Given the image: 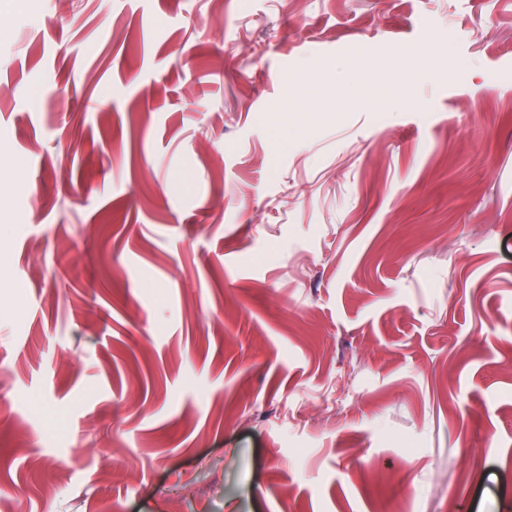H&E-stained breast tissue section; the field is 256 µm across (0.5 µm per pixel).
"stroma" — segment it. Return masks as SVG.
I'll return each instance as SVG.
<instances>
[{
  "instance_id": "obj_1",
  "label": "stroma",
  "mask_w": 512,
  "mask_h": 512,
  "mask_svg": "<svg viewBox=\"0 0 512 512\" xmlns=\"http://www.w3.org/2000/svg\"><path fill=\"white\" fill-rule=\"evenodd\" d=\"M1 270L0 512H512V0H0Z\"/></svg>"
}]
</instances>
